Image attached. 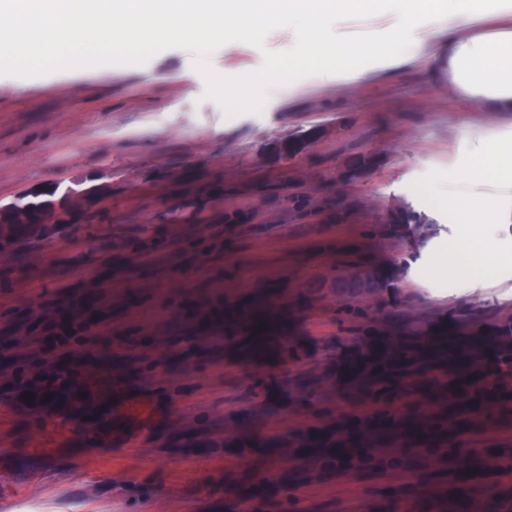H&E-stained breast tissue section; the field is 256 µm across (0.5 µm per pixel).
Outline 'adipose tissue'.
<instances>
[{
  "label": "adipose tissue",
  "mask_w": 512,
  "mask_h": 512,
  "mask_svg": "<svg viewBox=\"0 0 512 512\" xmlns=\"http://www.w3.org/2000/svg\"><path fill=\"white\" fill-rule=\"evenodd\" d=\"M391 16L394 26L368 40L348 39L342 18ZM288 26L298 41L294 63L361 72L370 53L417 43L424 30L444 38L448 84L459 99L512 113V0H0V48L15 64L51 68L70 56L87 64L151 54L166 40L228 35L237 39ZM479 161L454 170V180L494 181L512 189V145L498 132L482 139ZM457 219L451 242L430 259L438 273L485 286L512 269L495 258L483 225L500 214L490 196L459 193L443 201Z\"/></svg>",
  "instance_id": "adipose-tissue-1"
}]
</instances>
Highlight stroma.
I'll list each match as a JSON object with an SVG mask.
<instances>
[{
	"label": "stroma",
	"instance_id": "obj_1",
	"mask_svg": "<svg viewBox=\"0 0 512 512\" xmlns=\"http://www.w3.org/2000/svg\"><path fill=\"white\" fill-rule=\"evenodd\" d=\"M297 50L278 27L249 39L161 43L135 60L87 67H21L0 52V204L26 189L92 187L106 202L77 222L55 224L50 240L29 238L0 264V345L24 335L30 301L68 313L85 300L84 325L70 346L75 365H111L128 386L166 409L155 427H130L122 447L81 449L79 463L33 469L21 502L0 512H294L311 498L317 512L358 493L362 512L395 479L378 473L310 478L298 452L273 447L298 413L281 395L306 364L271 355L247 364L237 343L260 326H279L308 353L350 335L345 307L366 317L450 316L493 324L512 317V278L485 301L455 296L461 279L432 273L427 258L450 241L456 217L429 206L448 171L491 130L512 137V116L457 98L430 53L406 49L397 61L370 57L366 74L336 78L298 67L271 80ZM262 86L232 95L225 75ZM310 133L291 158L275 142ZM375 166L349 181L357 157ZM392 212L417 216L416 232L388 236ZM183 241L172 266L144 250ZM40 251L41 265L25 254ZM141 254L139 264L128 258ZM375 262L406 266L396 294L340 298L336 278ZM41 352L0 376V469L39 443L58 445V413L27 405L43 391ZM247 413L246 448L224 445L218 420ZM466 460L415 471L401 512L440 505L457 486L470 497L503 494L512 480L466 474Z\"/></svg>",
	"mask_w": 512,
	"mask_h": 512
}]
</instances>
